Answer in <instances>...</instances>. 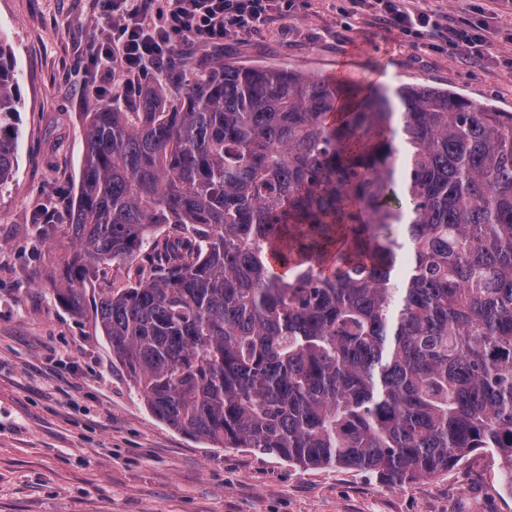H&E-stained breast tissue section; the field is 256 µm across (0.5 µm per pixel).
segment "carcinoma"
<instances>
[{"label": "carcinoma", "mask_w": 512, "mask_h": 512, "mask_svg": "<svg viewBox=\"0 0 512 512\" xmlns=\"http://www.w3.org/2000/svg\"><path fill=\"white\" fill-rule=\"evenodd\" d=\"M86 115L59 304L151 413L397 487L491 449L512 489V113L286 63L184 61ZM21 94L0 36V185ZM146 277L87 300L101 263Z\"/></svg>", "instance_id": "carcinoma-1"}]
</instances>
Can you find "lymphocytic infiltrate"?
<instances>
[{"instance_id":"lymphocytic-infiltrate-1","label":"lymphocytic infiltrate","mask_w":512,"mask_h":512,"mask_svg":"<svg viewBox=\"0 0 512 512\" xmlns=\"http://www.w3.org/2000/svg\"><path fill=\"white\" fill-rule=\"evenodd\" d=\"M350 11H369L381 24L415 39L442 41L481 57L498 31L489 22L447 21L434 10L408 7L405 0H347ZM292 0H112V42L91 57L106 72L121 75L114 97L138 92L147 69L163 72L189 41L220 43L227 37L265 27L272 14L290 15Z\"/></svg>"}]
</instances>
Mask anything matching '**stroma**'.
Segmentation results:
<instances>
[{
    "mask_svg": "<svg viewBox=\"0 0 512 512\" xmlns=\"http://www.w3.org/2000/svg\"><path fill=\"white\" fill-rule=\"evenodd\" d=\"M452 18L483 11L500 35L479 63L383 28L343 0H296L256 33L195 42L194 58L285 62L312 75L424 84L512 112V13L497 0H422ZM104 0H0V33L22 96L18 164L0 186V512H512L488 450L400 487L370 471L307 469L251 448H217L158 421L114 366L92 313L57 301L69 249L85 114L112 78L85 58L112 41ZM57 213L54 224L38 219Z\"/></svg>",
    "mask_w": 512,
    "mask_h": 512,
    "instance_id": "stroma-1",
    "label": "stroma"
}]
</instances>
